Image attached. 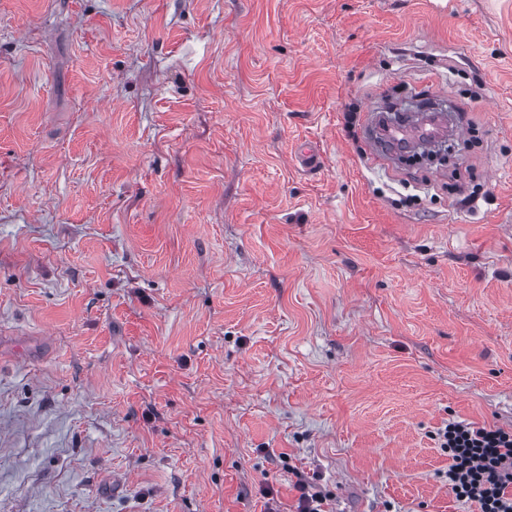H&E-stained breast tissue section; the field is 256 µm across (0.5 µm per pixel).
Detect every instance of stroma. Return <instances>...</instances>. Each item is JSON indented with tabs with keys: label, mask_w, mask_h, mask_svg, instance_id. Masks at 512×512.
I'll return each mask as SVG.
<instances>
[{
	"label": "stroma",
	"mask_w": 512,
	"mask_h": 512,
	"mask_svg": "<svg viewBox=\"0 0 512 512\" xmlns=\"http://www.w3.org/2000/svg\"><path fill=\"white\" fill-rule=\"evenodd\" d=\"M435 94L453 169L369 156ZM453 420L512 431V0H0V512H472ZM296 490L299 492L297 499V512H328L330 510H324V503L326 497L321 496L319 493L309 492V486L305 483H297L295 485Z\"/></svg>",
	"instance_id": "1"
}]
</instances>
